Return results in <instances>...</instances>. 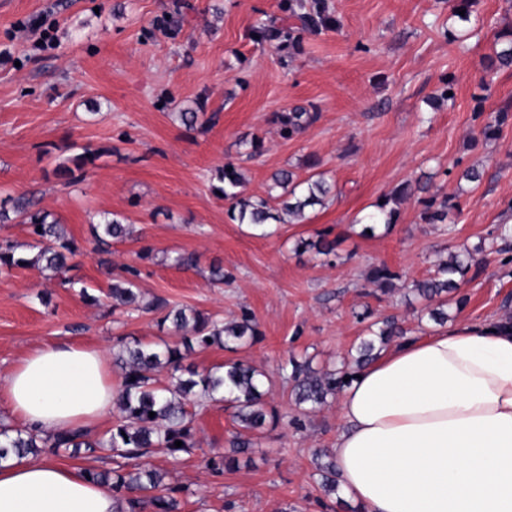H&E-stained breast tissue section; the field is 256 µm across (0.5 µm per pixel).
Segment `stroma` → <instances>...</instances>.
<instances>
[{
    "label": "stroma",
    "mask_w": 512,
    "mask_h": 512,
    "mask_svg": "<svg viewBox=\"0 0 512 512\" xmlns=\"http://www.w3.org/2000/svg\"><path fill=\"white\" fill-rule=\"evenodd\" d=\"M184 2L181 27L166 33L155 21L174 0H0V200L34 196L81 250L63 278L38 265L0 275V375L47 340L73 339L110 357L130 337L181 341L159 329L158 313L112 308L113 278L135 266L145 300L224 320L253 313L256 342L186 361L203 370L233 358L263 370L266 400L281 415L231 471L205 462L228 451L235 429L220 403L198 411L191 452L174 459L153 449L150 461L183 489L182 512H351L352 502L323 492L313 463L315 450L334 443L336 407L295 428L279 367L292 355L317 367L349 359L366 334L356 318L366 308L415 332L431 329L412 283L512 221V118L491 140L473 119L478 109L512 115V66L492 61L498 35L512 32V0H480L466 22L454 16V0H327L338 27L307 36L294 54L250 39L257 21L279 15L280 0ZM32 19L56 48L37 49ZM200 106L217 121L186 129L178 112ZM296 106L319 118L283 139L273 117ZM255 136L263 151L253 157ZM84 147L97 158L81 181L63 185L54 168ZM227 162L241 168L247 196L264 194L280 169L300 179L322 173L336 196L258 237L230 221L227 202L211 191ZM473 165L480 179H463ZM426 181L455 205L445 223H423L414 196L390 233L360 237L357 220L379 198ZM105 213L124 217L131 233L97 255L92 226ZM325 229L337 242L335 263L295 254L296 240ZM180 254L194 255L196 267L175 264ZM379 263L399 275L391 293L366 283ZM214 265L230 282L211 281ZM462 290L469 301L460 319L512 314V264L488 255Z\"/></svg>",
    "instance_id": "stroma-1"
}]
</instances>
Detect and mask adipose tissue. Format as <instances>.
Segmentation results:
<instances>
[{
    "label": "adipose tissue",
    "mask_w": 512,
    "mask_h": 512,
    "mask_svg": "<svg viewBox=\"0 0 512 512\" xmlns=\"http://www.w3.org/2000/svg\"><path fill=\"white\" fill-rule=\"evenodd\" d=\"M107 355L37 346L0 378L27 430L90 429L115 407ZM331 454L362 512H512V322L459 321L411 334L341 396ZM110 488L49 457L0 461V512H117Z\"/></svg>",
    "instance_id": "1"
}]
</instances>
